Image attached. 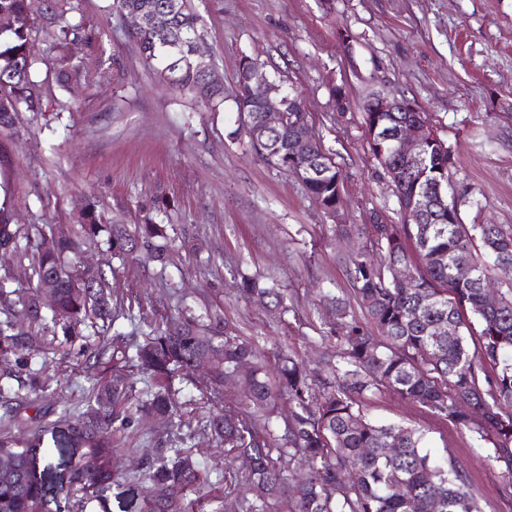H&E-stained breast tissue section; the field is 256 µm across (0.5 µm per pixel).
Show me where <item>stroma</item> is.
I'll return each instance as SVG.
<instances>
[{
	"mask_svg": "<svg viewBox=\"0 0 512 512\" xmlns=\"http://www.w3.org/2000/svg\"><path fill=\"white\" fill-rule=\"evenodd\" d=\"M103 51L77 43L71 52L81 77L68 87L55 79V51L44 33L32 36L45 119L19 116L18 135L0 141V202L18 224L73 225L88 198L124 223H140L155 203L169 206V262H153L148 247L112 262V298L169 314L186 304L194 314L219 312L235 334L255 340L262 358L280 355L318 368L333 353L327 298L354 315L362 309L346 258L369 245L371 213L402 220L395 187L371 154L363 101L385 91L415 103L451 151L450 182L461 196L465 224L512 226V0H195L202 16L199 47L217 66L224 107L211 112L171 91L144 68L128 35L130 21L107 0H78ZM112 58L103 78L100 53ZM263 64L299 93L316 136L342 167L344 204L329 216L296 176L229 138L240 118L235 75L243 58ZM349 96L338 113L329 94ZM201 240L195 254L185 240ZM249 277L278 288L287 313L240 295ZM43 390L33 406L1 421L0 433L26 436L62 407L82 410L91 385L77 352L33 359ZM180 421L141 419L119 446L129 472L98 495L81 499L66 486L68 449H54L59 465L44 483L47 512H134L145 493L135 476L139 459L168 447V438L197 425L209 410L235 406L239 386L214 391L202 375L176 380ZM368 418L421 430L424 448L465 473L481 512H512L504 469L491 445L385 390L363 401ZM193 453L208 474L199 505L242 512L246 490L224 493L225 455L196 435Z\"/></svg>",
	"mask_w": 512,
	"mask_h": 512,
	"instance_id": "35a3bbf8",
	"label": "stroma"
}]
</instances>
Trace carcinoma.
I'll list each match as a JSON object with an SVG mask.
<instances>
[{"instance_id":"carcinoma-1","label":"carcinoma","mask_w":512,"mask_h":512,"mask_svg":"<svg viewBox=\"0 0 512 512\" xmlns=\"http://www.w3.org/2000/svg\"><path fill=\"white\" fill-rule=\"evenodd\" d=\"M113 6L142 19L132 33L140 59L173 90L213 111L224 105V88L209 82L197 63L201 19L193 0H113ZM73 0H0V136L18 133L16 119L25 111L42 114L41 85L33 79L36 59L30 51L34 25L56 48L58 83L77 80L81 65L69 53L75 41L96 46L104 55L102 39L76 18ZM251 68L240 64L235 76V103L245 121L241 132L253 153L269 165L286 170L316 168L318 175L303 177L307 193L322 201L333 215L341 202V175L309 124L300 98L288 91L286 121L278 128L256 132L261 112L248 96ZM364 103L370 150L383 170L401 169L395 182L399 205L424 196L431 207L421 224H371L372 247L385 253L376 264L368 253L347 261L353 290L366 312L368 324L339 302L332 305L336 343L341 352L327 361L328 374L315 377L306 365L285 357L271 373L258 360L256 342L222 329L224 318L202 317L184 308L178 315L158 316L138 304L137 320L129 333L110 334L117 309L112 306V279L107 268L115 256L135 253L142 240L159 238L154 258L168 262V208L155 207L154 215L131 227L106 216L88 202L72 229L54 250L42 251L40 241L49 224H15L10 208L0 204V248L13 253L31 271L26 285L7 287L0 278V373L20 378L31 360L45 354L44 333L65 348L83 334L82 356L100 378L89 388L82 417L71 420L67 409L23 438L0 435V512H45L41 480L54 466L53 454L43 447L56 439L65 425L81 452L74 460L70 487L86 496L105 489L118 472V455L111 433L127 429L142 417L172 418L174 381L194 371L207 356L217 360L209 381L224 387L228 376L244 385L239 407L218 410L206 417L203 431L234 457L251 460L244 474L224 471L225 489L246 485L251 497L246 512H267L273 502L283 512H481L466 476L453 462L441 463L422 450L424 435L415 428L379 424L362 411L363 399L389 389L417 403L427 412L465 429H475L492 444V460L502 463L512 486V283L498 289L499 302L485 304L483 285L491 267L512 265V228L501 224H464L459 215L462 199L449 191L445 200L438 187L450 186L449 150L429 141L420 159L407 161L396 151L395 130L400 122L424 116L422 112H370ZM313 140L309 157L288 158L291 143L301 135ZM95 248L106 256L96 283L84 286V296L73 294L80 254ZM461 264L473 276L459 279ZM405 266L413 284L400 286L394 270ZM50 280L56 308L42 304V283ZM247 296L269 299L275 309L286 308V295L243 279ZM147 389H137L134 375ZM288 400L283 425L274 423L279 406ZM479 412L469 414L467 405ZM184 438L170 448L140 460L139 472L148 483L137 512H192L181 494L202 485L199 462L182 447ZM307 466V478L285 486L284 458Z\"/></svg>"}]
</instances>
